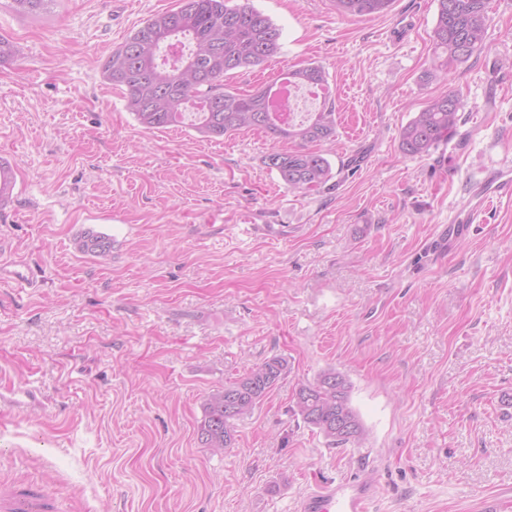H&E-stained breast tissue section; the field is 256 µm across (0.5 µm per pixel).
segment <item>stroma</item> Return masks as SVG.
I'll return each instance as SVG.
<instances>
[{"mask_svg": "<svg viewBox=\"0 0 512 512\" xmlns=\"http://www.w3.org/2000/svg\"><path fill=\"white\" fill-rule=\"evenodd\" d=\"M281 31L231 88L321 65L338 112L331 184L300 194L260 131L144 130L103 64L178 0H0V386L43 406L0 411V486L41 485L59 512H298L326 483L376 476L370 512H512V201L439 235L471 184L512 160V0H491L484 49L437 63L436 0L380 17L332 0H251ZM405 28L403 41L390 37ZM460 91L449 143L405 155L400 131ZM106 262L77 251L86 229ZM280 356L288 370L235 444L198 440L208 393ZM345 374L370 438L328 446L291 411L300 384Z\"/></svg>", "mask_w": 512, "mask_h": 512, "instance_id": "35a3bbf8", "label": "stroma"}]
</instances>
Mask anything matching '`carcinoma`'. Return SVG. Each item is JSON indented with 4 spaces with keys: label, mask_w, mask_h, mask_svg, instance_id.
I'll list each match as a JSON object with an SVG mask.
<instances>
[{
    "label": "carcinoma",
    "mask_w": 512,
    "mask_h": 512,
    "mask_svg": "<svg viewBox=\"0 0 512 512\" xmlns=\"http://www.w3.org/2000/svg\"><path fill=\"white\" fill-rule=\"evenodd\" d=\"M339 10L358 16H381L393 0H335ZM433 31L436 49L448 62L463 63L482 50L489 23L490 0H437ZM281 31L249 3L231 0H179L175 9L158 13L112 50L104 77L126 91V108L146 130L190 121L203 137H222L247 129H262L274 140L294 139V151L274 150L266 165L277 171L294 191L306 193L327 185L332 169L323 154L310 148L336 137L334 101L324 96L323 108L306 121H281L272 90L231 91L226 76L259 66L280 51ZM298 86L327 85L325 70L308 64L288 71ZM464 100L454 89L430 98L401 129L400 147L409 156H423L451 139ZM109 238L86 232L78 250L104 259ZM288 362L273 357L253 366L206 397L197 428L200 442L222 452L234 444L235 422L251 414L286 373ZM293 412L317 430L331 447L361 445L367 431L351 402V383L334 369L321 372L295 392Z\"/></svg>",
    "instance_id": "obj_1"
}]
</instances>
